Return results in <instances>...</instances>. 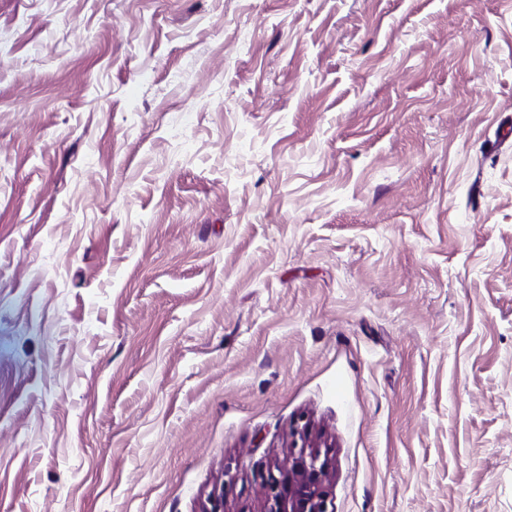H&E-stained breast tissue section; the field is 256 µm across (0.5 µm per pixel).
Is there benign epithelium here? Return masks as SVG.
Instances as JSON below:
<instances>
[{
	"label": "benign epithelium",
	"mask_w": 512,
	"mask_h": 512,
	"mask_svg": "<svg viewBox=\"0 0 512 512\" xmlns=\"http://www.w3.org/2000/svg\"><path fill=\"white\" fill-rule=\"evenodd\" d=\"M330 469L331 460L320 449L291 448L264 477L265 512H329Z\"/></svg>",
	"instance_id": "7a95c632"
}]
</instances>
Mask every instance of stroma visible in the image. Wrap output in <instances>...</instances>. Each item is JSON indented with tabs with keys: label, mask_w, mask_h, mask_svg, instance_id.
Here are the masks:
<instances>
[{
	"label": "stroma",
	"mask_w": 512,
	"mask_h": 512,
	"mask_svg": "<svg viewBox=\"0 0 512 512\" xmlns=\"http://www.w3.org/2000/svg\"><path fill=\"white\" fill-rule=\"evenodd\" d=\"M512 0H0V512H512ZM331 460L328 452L303 445L291 448L269 467L264 480L265 512H330L328 491Z\"/></svg>",
	"instance_id": "1"
}]
</instances>
